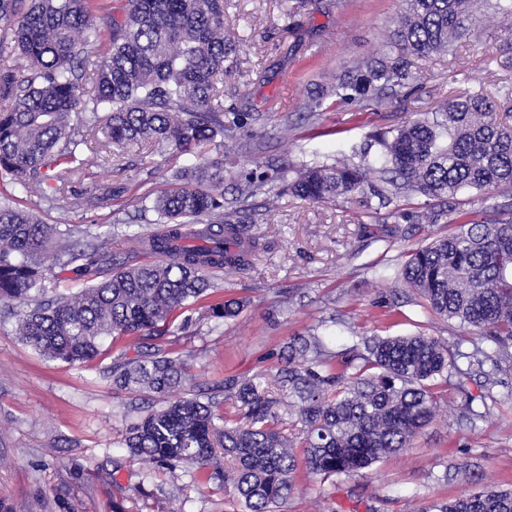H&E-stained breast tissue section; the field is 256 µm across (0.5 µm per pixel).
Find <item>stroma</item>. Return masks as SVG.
Wrapping results in <instances>:
<instances>
[{"label":"stroma","instance_id":"obj_1","mask_svg":"<svg viewBox=\"0 0 512 512\" xmlns=\"http://www.w3.org/2000/svg\"><path fill=\"white\" fill-rule=\"evenodd\" d=\"M401 0H224V33L241 42L237 66L224 77V103L251 115L239 146L224 159V199L251 162L280 163L317 153L335 157L361 145L374 128L396 125L483 91L495 97L512 83V24L480 17L457 57H416L418 87L402 92L384 113L347 107L328 113L329 136L281 138L283 124H299L322 73L341 72L355 60L384 53L385 33ZM101 181L127 185L123 211L88 214L26 204L48 224L82 225L125 256L128 231H149L135 220L137 199L166 187L186 158L132 144L120 162L85 153ZM248 269L216 272L211 302L244 300L232 320L191 313L182 350L192 358L185 393L208 389L227 415L244 407L225 399V377L272 379L290 337L316 330L338 352L364 336L421 332L442 341L459 328L434 314L395 279L407 251L447 234L444 224H408L402 236L381 240V224L356 200L313 203L285 198L259 215ZM138 340L104 341L92 365L41 356L22 341L17 322L0 317V512H237L219 482L202 484L192 465L176 472L129 459L122 440L138 418V396L115 390L106 370L118 354L136 355ZM512 489V362L490 352L463 389L449 388L435 418L400 453L350 479H320L298 469L283 512H407L409 506L468 494L473 486Z\"/></svg>","mask_w":512,"mask_h":512}]
</instances>
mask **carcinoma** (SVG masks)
I'll return each mask as SVG.
<instances>
[{
	"mask_svg": "<svg viewBox=\"0 0 512 512\" xmlns=\"http://www.w3.org/2000/svg\"><path fill=\"white\" fill-rule=\"evenodd\" d=\"M387 37L388 55L356 61L320 86L306 107L310 135L323 114L342 107L389 104L388 92L417 80L410 57L450 53L469 35L475 13L512 20V0H405ZM93 0H0V188L15 185L56 209L87 212L112 205L127 188L96 179L83 148L103 141L110 154L146 142L158 154L196 163L171 174L174 186L152 198V224L163 231L128 235L121 260L104 243L80 242L76 226L44 224L0 192V304L16 310L19 336L40 354L85 363L101 342L126 336L146 351L112 361V385L166 399L133 423L123 444L129 457L170 470L195 467L199 479L232 487L241 512H278L304 463L324 478H351L408 447L435 416L436 389L464 375L458 361L481 365L484 351L461 350L422 334L364 336L338 355L313 333L288 343L276 389L224 379V397L245 408L233 422L222 403L201 392L177 396L187 359L161 340L188 307L212 288L210 274L245 269L255 238L247 225L283 197L327 202L355 198L365 210L391 207L393 224H448L454 230L413 249L398 279L430 309L508 355L512 344V216L486 221L452 202L462 189L505 200L512 208V126L487 119L493 101L470 95L437 116L392 125L370 137L367 150L318 155L269 172L260 165L237 185L238 206L224 207V158L212 147L237 144L245 113L224 110L225 62L238 48L224 37V0H126L121 17L102 16ZM448 198L442 208L408 211L403 197ZM91 235L87 229L81 231ZM63 268L84 270L92 284L77 294H49L41 256L47 249ZM158 255L133 262L143 251ZM240 304L208 306L231 319ZM297 411L307 427L302 456L285 434V415ZM232 462L223 468L216 449ZM417 512H512V492L478 489Z\"/></svg>",
	"mask_w": 512,
	"mask_h": 512,
	"instance_id": "carcinoma-1",
	"label": "carcinoma"
}]
</instances>
